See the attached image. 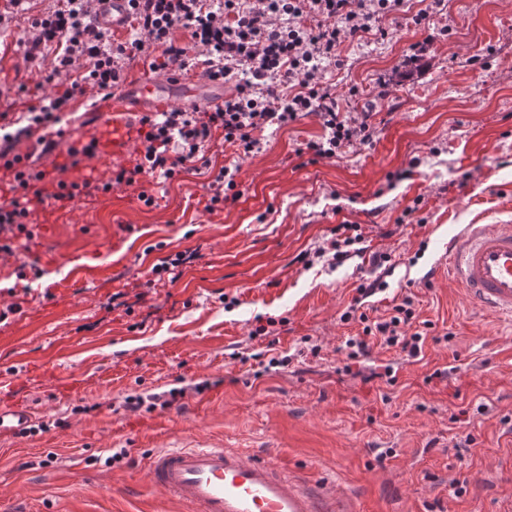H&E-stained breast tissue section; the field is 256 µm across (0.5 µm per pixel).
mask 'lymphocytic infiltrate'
<instances>
[{
    "label": "lymphocytic infiltrate",
    "mask_w": 512,
    "mask_h": 512,
    "mask_svg": "<svg viewBox=\"0 0 512 512\" xmlns=\"http://www.w3.org/2000/svg\"><path fill=\"white\" fill-rule=\"evenodd\" d=\"M90 2L66 0L65 8L33 17L21 36L27 59L39 65L42 83L61 84L65 90L29 107L27 126L0 132V164L13 177L11 198L0 201L1 253H12L17 233L36 223L38 207L48 197L46 189H33L42 174L29 168L16 147L36 129L42 133L40 146L55 150L69 134L62 121L74 90L87 85L110 97L136 57L149 69L160 66L171 73L199 65L209 80L233 84L223 106L141 117L146 132L135 165L94 176L95 191L135 186L138 200L147 206L155 202L150 190L155 179L175 180L195 163L210 168L206 150L217 130L225 145L248 154L261 148L258 132L279 130L312 114L323 133L305 149L313 157L332 158L367 128L344 120L323 82L324 66L335 63L344 41L372 31L401 0H128L135 34L128 43L111 40L93 20ZM307 16L316 18V25H304ZM157 52L162 62H153ZM414 317L409 297L376 320L352 309L343 312L342 321L356 318L363 325L362 335L345 341L348 360L364 357L374 344L417 356L426 335L411 331Z\"/></svg>",
    "instance_id": "f902f5d3"
}]
</instances>
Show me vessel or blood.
<instances>
[{"label": "vessel or blood", "instance_id": "1", "mask_svg": "<svg viewBox=\"0 0 512 512\" xmlns=\"http://www.w3.org/2000/svg\"><path fill=\"white\" fill-rule=\"evenodd\" d=\"M99 25L112 31L128 24L127 0H93ZM220 84L176 75L120 81L102 108L91 135L75 143L87 164L109 160L123 166L135 156L138 119L173 108L222 105ZM448 267L466 300L476 309L512 317V224H468L448 241ZM27 408L0 411V431L22 432ZM151 483L186 512H356L340 492L320 493L283 467L235 448H166L150 457Z\"/></svg>", "mask_w": 512, "mask_h": 512}]
</instances>
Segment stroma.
Listing matches in <instances>:
<instances>
[{
    "instance_id": "obj_1",
    "label": "stroma",
    "mask_w": 512,
    "mask_h": 512,
    "mask_svg": "<svg viewBox=\"0 0 512 512\" xmlns=\"http://www.w3.org/2000/svg\"><path fill=\"white\" fill-rule=\"evenodd\" d=\"M63 0H0V113L51 93L20 37ZM403 0L380 34L344 42L325 80L342 115L367 124L333 158L304 153L316 116L263 134L238 156L215 133L213 167L239 165L237 201L206 206L191 170L156 189L46 207L37 235L0 254V409L30 406L23 435L0 433V510L185 512L147 475L162 448H237L359 512H501L512 502V321L482 312L439 260L462 225L512 220V0H438L418 20ZM341 224L362 252L317 256ZM194 253L176 281L151 269ZM389 262L375 265L374 255ZM74 281L63 295L50 281ZM369 316L414 300L420 357L372 347L344 374L341 322L359 287ZM15 295H8V288ZM320 347L303 355L305 341ZM292 356L263 369L255 355ZM391 365L395 384L372 378ZM77 391L61 387L65 379ZM160 397L127 410L126 397Z\"/></svg>"
}]
</instances>
